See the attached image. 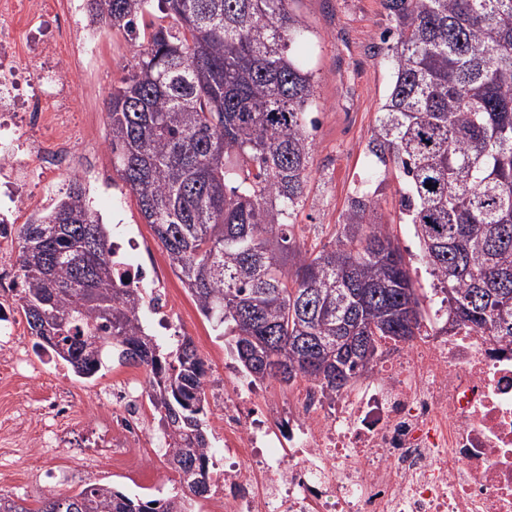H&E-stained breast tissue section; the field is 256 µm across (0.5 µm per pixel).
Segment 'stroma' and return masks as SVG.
<instances>
[{
	"instance_id": "1",
	"label": "stroma",
	"mask_w": 512,
	"mask_h": 512,
	"mask_svg": "<svg viewBox=\"0 0 512 512\" xmlns=\"http://www.w3.org/2000/svg\"><path fill=\"white\" fill-rule=\"evenodd\" d=\"M291 7L309 28L308 39L297 52L314 70L317 81L311 176L294 229L296 239L311 242L327 239L370 161L366 145L391 79L380 53V36L389 21L380 0H293ZM134 66L126 35L117 30L105 32L103 49L84 62L82 81L76 90L80 145L96 148L100 166L107 169L112 166V153L108 147L105 101L112 88L133 72ZM398 187L396 170L387 169L378 192L382 213L411 265L415 286L427 295L431 292V278L420 260L414 228L398 221ZM92 207L94 212L111 216L113 221L139 233L157 261L172 297L173 313L181 324V334L191 337L206 364L205 421L212 447H221L224 427L218 420L221 404L215 393L224 383V363L231 358L226 337L217 335L200 313L170 267L151 226L146 224L135 195L120 177H113L109 195L99 197ZM130 376L143 381L147 373L141 367L111 364L96 377L83 379L35 355L30 366L13 381H6L0 371V418L36 411L41 399L55 390L66 389L77 400V414L84 420L92 413L99 391ZM35 467L66 470L72 477L52 488L32 479L30 471ZM0 472L5 475L0 481V493L26 498L33 508L49 490L69 495L99 480L146 499L165 498L181 488L178 474L162 456H138L118 466L94 463L82 469L66 451L43 453L31 432L15 448L0 454Z\"/></svg>"
}]
</instances>
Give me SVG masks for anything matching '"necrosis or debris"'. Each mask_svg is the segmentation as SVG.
I'll return each mask as SVG.
<instances>
[{
  "label": "necrosis or debris",
  "mask_w": 512,
  "mask_h": 512,
  "mask_svg": "<svg viewBox=\"0 0 512 512\" xmlns=\"http://www.w3.org/2000/svg\"><path fill=\"white\" fill-rule=\"evenodd\" d=\"M82 0H0V291H16V215L29 205L32 168L82 173L92 192L109 176L79 148L76 80L99 28L76 23ZM136 234L112 238V274L158 288ZM435 308L418 341H387L374 368L331 395L309 383L288 398L236 380L224 388V471L207 512H512V344L460 326ZM0 353L28 364L14 313L0 304ZM91 424L70 421L73 396L38 409L44 447L80 463L121 465L157 437L148 397L129 378L101 394Z\"/></svg>",
  "instance_id": "obj_1"
}]
</instances>
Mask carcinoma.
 <instances>
[{"label":"carcinoma","instance_id":"1","mask_svg":"<svg viewBox=\"0 0 512 512\" xmlns=\"http://www.w3.org/2000/svg\"><path fill=\"white\" fill-rule=\"evenodd\" d=\"M124 32L134 72L108 99L112 167L201 314L256 382L305 377L347 390L386 339L418 335L420 295L376 192L357 189L326 242L295 240L305 197L315 74L292 53L308 27L293 0H91ZM391 84L367 151L393 164L448 324L512 341V0H381ZM159 12L171 20L140 37ZM18 304L34 348L92 378L109 360L143 367L181 484L210 492L201 415L205 364L192 339L163 353L142 289L112 279L110 231L77 179L19 228ZM292 268H287V264ZM0 512H189L187 495L143 500L94 482L40 507Z\"/></svg>","mask_w":512,"mask_h":512}]
</instances>
